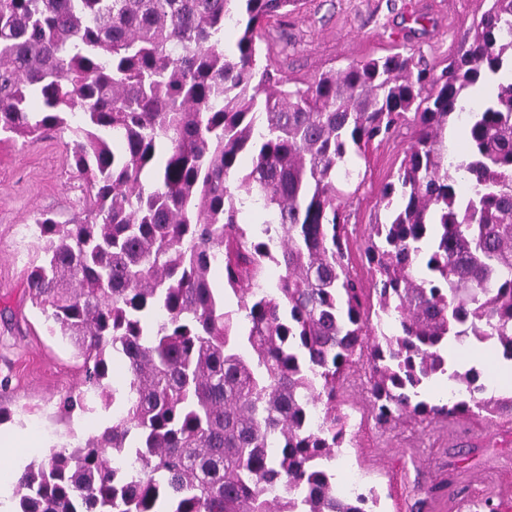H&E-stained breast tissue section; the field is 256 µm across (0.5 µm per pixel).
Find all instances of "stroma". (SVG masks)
I'll use <instances>...</instances> for the list:
<instances>
[{
	"label": "stroma",
	"instance_id": "stroma-1",
	"mask_svg": "<svg viewBox=\"0 0 512 512\" xmlns=\"http://www.w3.org/2000/svg\"><path fill=\"white\" fill-rule=\"evenodd\" d=\"M487 0H304L300 9L261 30V46L290 86L303 87L321 73L349 64L411 51L441 70L461 54ZM414 136L413 125L351 158L363 181L345 198L351 236L350 266L369 279L363 255L370 225L383 223L380 190L392 180ZM67 135L22 144L0 141V410L7 428L39 426L47 446L101 434L111 410L65 412L63 395L81 382V361L68 343L51 335L32 304L26 271L37 247L26 224L42 212L69 215L79 194L71 177ZM371 369L359 358L337 384V401L351 428L334 464L337 484L354 479L355 491H375V512H412L426 484L453 478L429 512H483L485 500L512 512V417L491 420L475 413L448 420L404 417L379 427L369 389ZM475 453H468V446Z\"/></svg>",
	"mask_w": 512,
	"mask_h": 512
}]
</instances>
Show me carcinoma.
<instances>
[{
    "instance_id": "carcinoma-1",
    "label": "carcinoma",
    "mask_w": 512,
    "mask_h": 512,
    "mask_svg": "<svg viewBox=\"0 0 512 512\" xmlns=\"http://www.w3.org/2000/svg\"><path fill=\"white\" fill-rule=\"evenodd\" d=\"M298 2L0 0V134L69 132L84 193L79 216L34 218L29 296L83 359L62 408L112 407L101 435L25 466L16 512H367L377 497L340 494L330 467L348 433L336 380L364 353L381 426L512 415V397H485L477 370L450 373L442 355L473 336L512 360V0H489L438 76L396 52L291 90L259 31ZM466 112L467 153L450 159L448 122ZM408 120L387 221L367 236L368 290L339 185L350 152ZM438 373L458 389L432 405L420 395Z\"/></svg>"
}]
</instances>
